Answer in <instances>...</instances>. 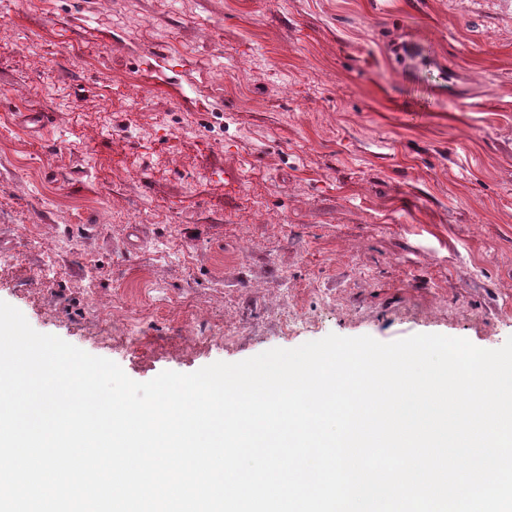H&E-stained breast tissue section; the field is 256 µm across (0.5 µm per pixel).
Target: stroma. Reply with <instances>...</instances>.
<instances>
[{"label": "stroma", "mask_w": 512, "mask_h": 512, "mask_svg": "<svg viewBox=\"0 0 512 512\" xmlns=\"http://www.w3.org/2000/svg\"><path fill=\"white\" fill-rule=\"evenodd\" d=\"M125 8L0 0V300L33 329L138 382L331 333L512 336L511 7ZM32 229L79 241L47 282Z\"/></svg>", "instance_id": "obj_1"}]
</instances>
